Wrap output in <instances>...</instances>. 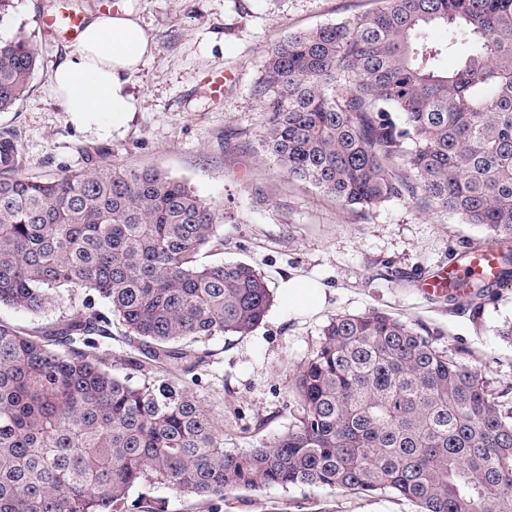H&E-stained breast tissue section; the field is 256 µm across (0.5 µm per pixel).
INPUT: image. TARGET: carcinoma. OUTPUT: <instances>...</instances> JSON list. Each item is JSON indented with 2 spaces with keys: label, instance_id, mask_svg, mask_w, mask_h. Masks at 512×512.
Instances as JSON below:
<instances>
[{
  "label": "carcinoma",
  "instance_id": "carcinoma-1",
  "mask_svg": "<svg viewBox=\"0 0 512 512\" xmlns=\"http://www.w3.org/2000/svg\"><path fill=\"white\" fill-rule=\"evenodd\" d=\"M378 2L268 51L259 145L359 215L408 199L485 227L501 269L448 288L479 306L512 275V0ZM435 25L447 43L427 39ZM36 65L28 40H0V112ZM222 223L155 170L0 177V305L38 315L91 292L41 336L0 322V512H129L130 491L154 483L201 500L305 485L512 512V388L384 312L331 318L295 373L292 425L224 449L196 343L250 334L271 297L249 264L199 262L223 247ZM115 325L138 350L124 377L97 356Z\"/></svg>",
  "mask_w": 512,
  "mask_h": 512
}]
</instances>
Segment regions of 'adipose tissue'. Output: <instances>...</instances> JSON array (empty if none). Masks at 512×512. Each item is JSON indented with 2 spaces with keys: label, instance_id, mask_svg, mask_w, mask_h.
<instances>
[{
  "label": "adipose tissue",
  "instance_id": "adipose-tissue-1",
  "mask_svg": "<svg viewBox=\"0 0 512 512\" xmlns=\"http://www.w3.org/2000/svg\"><path fill=\"white\" fill-rule=\"evenodd\" d=\"M150 52L151 38L129 0H114L111 12L86 18L81 36L50 76L74 124H124L137 107L128 84Z\"/></svg>",
  "mask_w": 512,
  "mask_h": 512
}]
</instances>
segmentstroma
Segmentation results:
<instances>
[{
    "label": "stroma",
    "mask_w": 512,
    "mask_h": 512,
    "mask_svg": "<svg viewBox=\"0 0 512 512\" xmlns=\"http://www.w3.org/2000/svg\"><path fill=\"white\" fill-rule=\"evenodd\" d=\"M56 2L13 0L0 25L1 38L25 37L38 51L24 97L0 113V137L13 139L14 171L22 176L52 179L66 169L113 165L154 169L226 209L223 247L203 251L200 260L256 267L266 276L272 305L249 335L200 342L214 354L200 392L215 407L225 449L243 450L287 430L293 376L336 314L380 310L422 325L463 363L512 386V341L501 335L512 325V280L477 310L449 305L447 297L421 287L455 266L463 251L484 249L488 231L409 200L360 218L306 184L288 181L258 146L264 113L253 88L267 51L289 34L370 11L375 0H130L152 51L128 85L136 112L104 131L74 125L53 93L50 75L68 45L46 35L38 20ZM218 75L224 93L216 97L210 82ZM291 277L323 288L318 311L288 308L280 288ZM85 294L73 289L39 315L0 305V321L36 336ZM130 498L163 501L165 512H415L390 493L358 497L308 486L238 490L202 501L155 484L135 488Z\"/></svg>",
    "instance_id": "stroma-1"
}]
</instances>
